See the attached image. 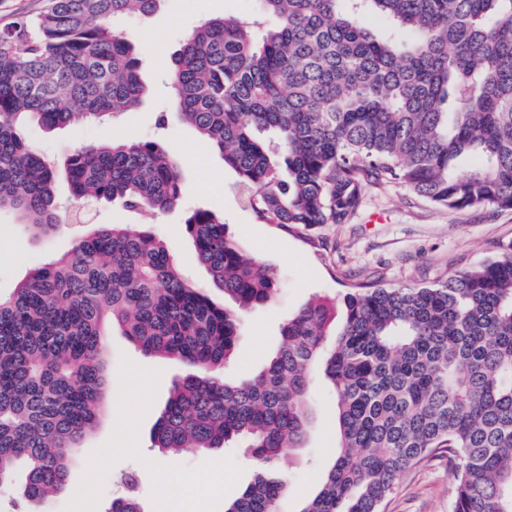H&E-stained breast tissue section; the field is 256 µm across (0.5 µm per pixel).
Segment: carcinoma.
<instances>
[{
  "mask_svg": "<svg viewBox=\"0 0 512 512\" xmlns=\"http://www.w3.org/2000/svg\"><path fill=\"white\" fill-rule=\"evenodd\" d=\"M163 0H50L0 31V210L48 236L65 224L57 173L31 145L48 129L105 122L146 92L115 26ZM253 19L190 32L170 80L178 112L253 190L267 224H342L369 185L396 182L456 210L512 209V0H260ZM378 14L388 34L365 22ZM72 207L121 201L164 212L179 168L157 141L91 144L63 164ZM227 303L186 280L161 240L101 224L0 296V486L25 465L22 499L68 483L108 388L105 336L192 371L176 381L154 447L179 454L242 442L252 482L224 512H279L278 462L302 447L310 377L336 400L337 454L300 512H385L397 479L439 450L453 512H512V253L429 286L358 284L283 323L265 369L224 376L246 315L276 294L274 270L209 209L186 220ZM108 512H144L137 496Z\"/></svg>",
  "mask_w": 512,
  "mask_h": 512,
  "instance_id": "1",
  "label": "carcinoma"
}]
</instances>
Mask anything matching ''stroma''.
Segmentation results:
<instances>
[{
    "mask_svg": "<svg viewBox=\"0 0 512 512\" xmlns=\"http://www.w3.org/2000/svg\"><path fill=\"white\" fill-rule=\"evenodd\" d=\"M259 11V0H164L154 15L124 19L125 36L133 46H142L148 38L154 41L153 52L141 56V77L147 87L141 103L102 124L76 123L53 130L34 124L29 138L58 166L84 144L161 142L179 165L181 200L173 209L153 216L118 203H91L81 222L39 238L25 231L16 213L1 211V295H9L46 255L67 252L76 239L100 224H130L153 232L191 282L208 283L206 269L195 259L185 221L195 209H212L243 249L278 276L273 301L247 315L225 369L226 377L242 378L268 363L280 344L284 320L314 296H335L365 282L431 284L448 271L465 269L512 248V209L439 207L395 183L367 187L361 208L343 224L289 230L261 221L248 202L247 190L236 173L225 167L220 153L194 127L174 119L175 97L167 73L185 36L200 22L244 18ZM105 342L117 389L106 397L97 427L76 453L68 488L52 497L47 512H106L112 498L128 492L139 497L145 512H224L225 503L252 481L255 462L249 451L235 443L180 455L153 448L154 425L174 381L187 368L176 360L143 355L117 330L110 331ZM132 374L150 378L149 398H142L127 384ZM310 409L303 447L280 462L289 475L282 512H301L318 490L319 475L335 457L336 402L318 372L311 381ZM126 411L135 418L129 431L139 450L135 456L117 447L115 431L123 426ZM165 471L184 479L182 496L167 494L159 479ZM128 474L135 477L130 487L123 482ZM88 482L93 485L92 495L84 508H77L73 490ZM454 495L448 455L443 452L400 476L385 512H453Z\"/></svg>",
    "mask_w": 512,
    "mask_h": 512,
    "instance_id": "1",
    "label": "stroma"
}]
</instances>
